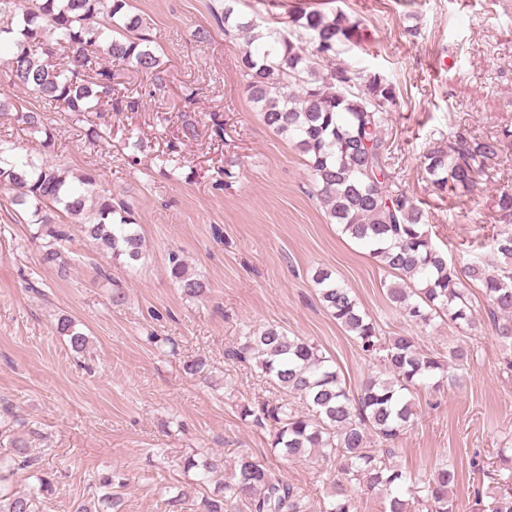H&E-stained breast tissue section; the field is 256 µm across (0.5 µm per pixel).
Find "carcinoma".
I'll return each mask as SVG.
<instances>
[{"mask_svg":"<svg viewBox=\"0 0 512 512\" xmlns=\"http://www.w3.org/2000/svg\"><path fill=\"white\" fill-rule=\"evenodd\" d=\"M125 0H0V57L9 82L36 95L43 108L18 112L15 120L29 133L44 135L49 149L54 134L47 113L62 112L83 126L92 147L103 140L88 114L105 104L112 110L138 107L134 96H114L110 64H129L163 84L161 62L150 40L135 34L144 25L138 16L121 13ZM224 32L244 40L242 56L245 91L264 124L288 136L307 156V167L317 197L330 222L361 243L399 282L387 289L390 304L410 321L429 326L436 316H448L456 325H470L474 310L463 279L482 288L496 339L512 348V224L496 234L494 247L503 258L492 265L471 259L464 268L448 262L432 240L423 210L394 180L386 133L388 113L397 105L395 86L388 78L352 66H337L336 56L352 42L356 25L342 13L330 18L319 10L292 15L288 30L257 31L258 25L224 9L217 18ZM512 144V125L497 134L476 138L457 133L429 143L424 171L438 190L464 192L497 158L504 143ZM91 173L68 180V174L45 157L22 156L13 141L0 138V187L14 193V202L28 209L36 226L40 264L66 279L73 270L64 254L70 225L55 221L52 212L63 209L112 262L134 266L143 258L140 237L134 231L129 203L110 194L92 193ZM168 272L183 293L198 298L204 284L188 273L184 259L170 252ZM319 300L357 347L376 354L383 370L362 383L353 396L344 379L317 345L268 326L225 350L228 360L253 364L285 397L240 405L243 419L268 431L270 447L285 459L313 452L338 469L344 479L379 495V512H457L450 488L456 482L454 466L440 464L421 486L407 485V477L392 464V444L416 416L410 395L429 381L451 379L468 362L469 351L448 345L442 357L424 352L412 336L381 341L378 326L363 313L351 291L331 274H316ZM56 332L68 337L71 349L85 350L88 337L75 322L61 316ZM298 396L302 406L288 397ZM35 431L19 415L4 408L0 415V512H37L32 495L7 491L5 483L18 470L38 480V491L54 490L40 459L29 451ZM193 472L194 484L213 487L201 498L200 512H311L303 489L247 452L231 469L224 461L191 453L182 461ZM125 478L107 473L99 478L97 502L80 503L77 512H122ZM188 487H178L163 500L164 512H184ZM483 512H512V482H503L489 495ZM360 500L337 488L322 512H358Z\"/></svg>","mask_w":512,"mask_h":512,"instance_id":"obj_1","label":"carcinoma"}]
</instances>
